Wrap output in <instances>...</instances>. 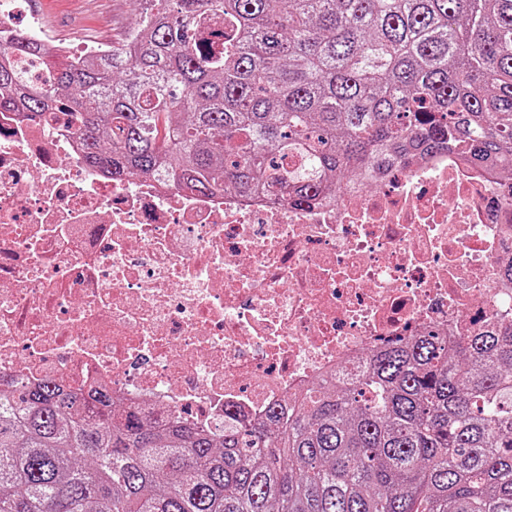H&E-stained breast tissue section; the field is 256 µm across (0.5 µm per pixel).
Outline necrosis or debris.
<instances>
[{"mask_svg":"<svg viewBox=\"0 0 512 512\" xmlns=\"http://www.w3.org/2000/svg\"><path fill=\"white\" fill-rule=\"evenodd\" d=\"M512 184L456 152L295 205L83 161L63 121L0 112V379H54L220 430L299 409L369 350L512 319Z\"/></svg>","mask_w":512,"mask_h":512,"instance_id":"4bbe7bcc","label":"necrosis or debris"}]
</instances>
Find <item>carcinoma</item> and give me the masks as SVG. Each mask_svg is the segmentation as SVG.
<instances>
[{
    "label": "carcinoma",
    "instance_id": "carcinoma-1",
    "mask_svg": "<svg viewBox=\"0 0 512 512\" xmlns=\"http://www.w3.org/2000/svg\"><path fill=\"white\" fill-rule=\"evenodd\" d=\"M7 48L0 110L63 113L119 176L297 204L415 153L512 177V0H151L121 48ZM366 363L219 433L0 385V512H512V321Z\"/></svg>",
    "mask_w": 512,
    "mask_h": 512
}]
</instances>
